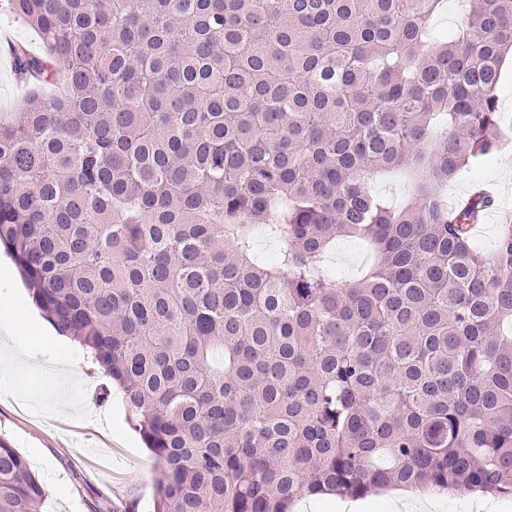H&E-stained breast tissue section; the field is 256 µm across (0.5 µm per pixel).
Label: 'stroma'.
Returning <instances> with one entry per match:
<instances>
[{
    "mask_svg": "<svg viewBox=\"0 0 512 512\" xmlns=\"http://www.w3.org/2000/svg\"><path fill=\"white\" fill-rule=\"evenodd\" d=\"M38 46L32 28L0 22V113L17 111L28 95L6 52L7 43ZM497 152L448 186L449 200L465 196L474 179L489 184L501 201L478 232L484 252H493L504 210L512 211V128L497 135ZM340 284L354 282L371 261L367 249L340 238L326 258ZM11 386L0 385V438L15 448L43 484V512H152L157 460L132 429L120 389L70 337L48 330L25 343L0 340V359L13 354ZM401 491H375L362 497V512H512V497L458 492L409 493L411 508L396 504Z\"/></svg>",
    "mask_w": 512,
    "mask_h": 512,
    "instance_id": "1",
    "label": "stroma"
}]
</instances>
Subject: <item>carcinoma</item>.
Returning a JSON list of instances; mask_svg holds the SVG:
<instances>
[{
  "label": "carcinoma",
  "mask_w": 512,
  "mask_h": 512,
  "mask_svg": "<svg viewBox=\"0 0 512 512\" xmlns=\"http://www.w3.org/2000/svg\"><path fill=\"white\" fill-rule=\"evenodd\" d=\"M442 2L7 0L55 92L0 117V248L122 387L153 512L512 497V215L485 255L493 198L444 194L512 125V0L433 32ZM340 237L374 256L348 288ZM45 499L1 440L0 512Z\"/></svg>",
  "instance_id": "1"
}]
</instances>
